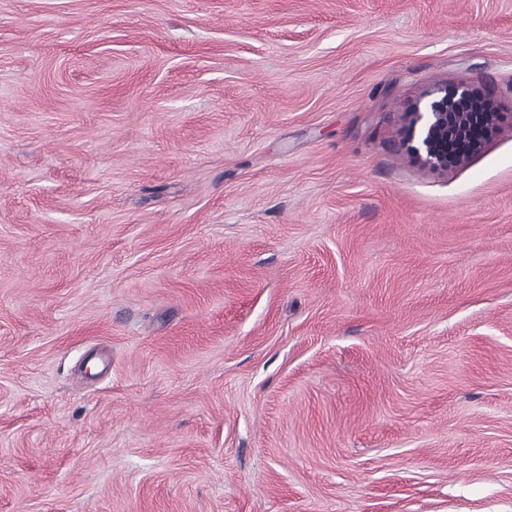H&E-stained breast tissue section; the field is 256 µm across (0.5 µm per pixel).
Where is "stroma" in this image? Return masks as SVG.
Instances as JSON below:
<instances>
[{"label": "stroma", "instance_id": "stroma-1", "mask_svg": "<svg viewBox=\"0 0 512 512\" xmlns=\"http://www.w3.org/2000/svg\"><path fill=\"white\" fill-rule=\"evenodd\" d=\"M512 0H0V512H512ZM428 101L423 107L416 106L405 114L407 125L406 143L410 152L426 167L434 171L447 172L448 168L460 165L464 157L477 151L483 141L475 140L471 131L481 125H493L501 120V112H460L462 106H470L486 99L469 88L442 94ZM487 102V101H486ZM463 140L466 147L461 153L448 151V141Z\"/></svg>", "mask_w": 512, "mask_h": 512}]
</instances>
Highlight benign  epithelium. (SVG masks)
<instances>
[{"label": "benign epithelium", "mask_w": 512, "mask_h": 512, "mask_svg": "<svg viewBox=\"0 0 512 512\" xmlns=\"http://www.w3.org/2000/svg\"><path fill=\"white\" fill-rule=\"evenodd\" d=\"M484 97L468 88L454 93L442 90V95L417 106L405 114L406 143L410 152L426 167L446 172L478 150L482 141L471 131L481 125H493L501 120L499 112H461Z\"/></svg>", "instance_id": "obj_1"}]
</instances>
